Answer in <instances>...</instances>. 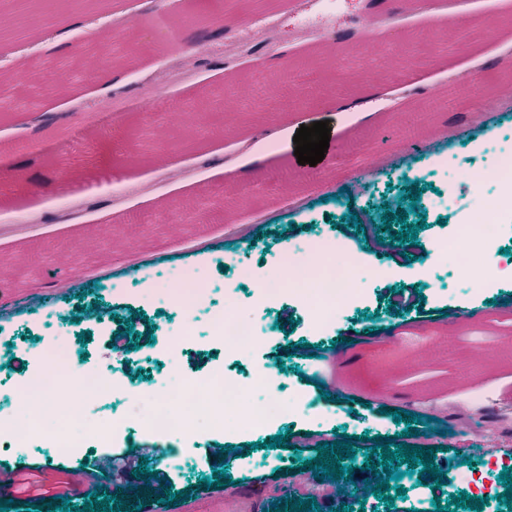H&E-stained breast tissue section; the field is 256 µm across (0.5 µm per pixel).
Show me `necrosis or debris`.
Here are the masks:
<instances>
[{"instance_id":"obj_1","label":"necrosis or debris","mask_w":512,"mask_h":512,"mask_svg":"<svg viewBox=\"0 0 512 512\" xmlns=\"http://www.w3.org/2000/svg\"><path fill=\"white\" fill-rule=\"evenodd\" d=\"M464 171L473 186L496 189L495 196L489 200V214L471 213L459 229L461 235L472 240L474 251L479 253L496 247L506 226L512 222V152L501 153L491 161L467 163ZM307 250L309 254L320 255V263L311 264L307 257L292 258L282 272L258 280L253 269L243 268L238 278L254 300L266 307L276 305L285 291L298 295L305 287H313L312 302L317 317L311 327L318 331L335 322L339 313L353 304L350 276L360 260L356 252L341 249L334 239H313ZM177 282V288L166 295V302L184 310H207L212 340L225 357H237L255 343L251 326L237 317L230 304L218 303L213 290L198 284L191 272L182 271ZM46 324L36 347L51 349L52 355L47 359L37 358L21 394L29 397L49 378L53 381L51 403L46 406L31 401L23 414L0 406V445L22 448L36 440L56 453L86 451L117 427L113 419L94 417L91 403L108 397H133V386L123 368L106 375L72 371L74 354L58 344L57 318L48 317ZM150 402L145 428L162 436L189 433L202 420L220 426L228 418L259 430L288 411L282 389H270L266 373L246 377L226 370L220 363L213 366L206 380L183 376L163 388L151 390ZM479 440L483 459L461 477L460 487H469L475 475L482 473L484 459L494 457L500 466H512L511 436L498 428L490 433L481 432Z\"/></svg>"}]
</instances>
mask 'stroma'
Listing matches in <instances>:
<instances>
[{
	"instance_id": "stroma-1",
	"label": "stroma",
	"mask_w": 512,
	"mask_h": 512,
	"mask_svg": "<svg viewBox=\"0 0 512 512\" xmlns=\"http://www.w3.org/2000/svg\"><path fill=\"white\" fill-rule=\"evenodd\" d=\"M47 18L36 41L34 61L49 72L66 73L68 96L47 85L14 87L0 99V144H24L21 153H0V265L7 270L8 294H0V381L26 377L33 338L41 333L40 312L31 301L52 294L51 310L64 314L66 333L87 338L78 346L75 370L109 373L108 342L130 313L146 328L133 335L128 373L147 388L170 373L206 379L216 361L240 374L278 372L291 390L317 401L316 410L297 405L290 417L255 431L234 432L197 423L188 435L164 438L134 434L139 423L126 401L100 403L94 416L115 415L126 423L92 452L57 456L40 448H1L0 467L35 481L42 496L62 491L82 468L109 475V459L134 453L174 490L202 491V478L224 465L228 486L196 502L197 512H222L224 499L255 482L270 501L299 499L308 490L320 506L335 499L336 485L303 468L317 443L336 434L393 436L401 432L391 416L401 408L437 416L440 408L469 416L476 424L508 426L512 408V282L498 271L512 262L502 239L492 257L498 268L488 286L456 274L458 260L420 261V243L451 250L459 234L455 207L474 209L484 199L469 184L450 182L447 171L432 172L424 159L432 149L442 161L468 157L481 134L512 122L503 113L512 101V0H0V13L19 17L24 5ZM166 13L181 34L171 45L155 22ZM78 15L89 21L110 16L128 22L126 39L145 53L122 60L104 49V69L122 74L107 88L84 82L75 63L81 51L102 37V29L67 31L68 50L48 53L58 24ZM274 18L277 50L263 53L258 37ZM193 72L173 81L164 100L146 111L140 101L145 67L154 74L178 60ZM128 101L120 114L101 112L112 97ZM349 99L377 103L372 112H343ZM101 112L95 124L85 115ZM328 121L329 148L316 165H299L293 152L274 154L272 138L292 142L300 126ZM180 170L177 179L170 169ZM418 184L425 217L417 246H394L392 258L377 253L365 235L336 208L334 197L351 190L352 211L366 224H379L378 199H399L402 187ZM453 204L439 203L445 185ZM288 195L314 198L297 213L284 205ZM270 217L256 241H231L225 222L249 223L254 210ZM38 214L36 231L22 221ZM337 237L358 251L365 267L386 264L389 274L374 281L354 277L355 303L325 337L312 336V306L286 295L267 308L241 294L239 312L258 335L238 359L222 360L209 337L210 321L193 314L194 330L177 357L165 354L168 336L182 317L160 311L146 294L140 271L149 265L197 270L203 283L232 288L236 259L265 274L280 267L315 236ZM83 254L88 267L110 274L109 291L78 280L69 288L55 283L67 271L68 255ZM416 286L421 308L398 316L380 313L379 301L400 286ZM294 320L291 330L280 323ZM364 336L376 372L369 379L370 402L353 406L358 390L350 384L332 339ZM324 346L312 359L289 352L290 345ZM331 400L320 397L321 389ZM291 432L289 447L270 449L269 437ZM419 446L438 447L446 485L431 490L416 477L406 493L387 506L368 497L366 512H434V498L448 500L453 482L466 471L462 458H475L478 446L462 434L437 435L432 426L415 437Z\"/></svg>"
}]
</instances>
